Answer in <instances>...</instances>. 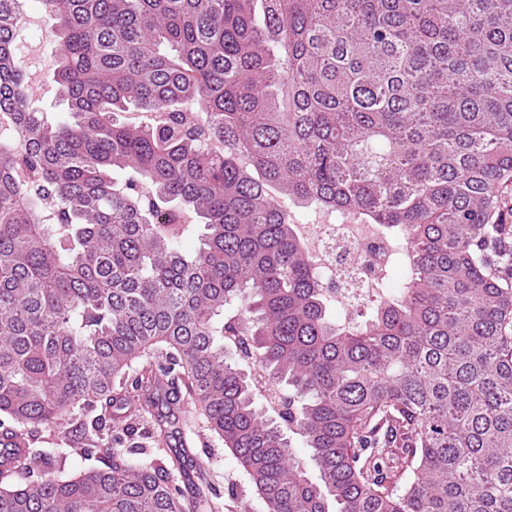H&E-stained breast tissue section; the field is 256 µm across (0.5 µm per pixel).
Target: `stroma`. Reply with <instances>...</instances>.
<instances>
[{
	"label": "stroma",
	"instance_id": "35a3bbf8",
	"mask_svg": "<svg viewBox=\"0 0 512 512\" xmlns=\"http://www.w3.org/2000/svg\"><path fill=\"white\" fill-rule=\"evenodd\" d=\"M30 20L19 31L14 43L15 53L25 67L29 102L41 112L61 111L62 105L56 84L50 77L54 63V36L40 0H30ZM176 396L178 406L168 409L157 405L155 414L164 418L163 425L145 422L136 405L111 409L106 415V428L120 437L125 447L185 448L199 460L203 469L191 481L183 483L187 497L202 493L218 501L220 512H264L257 496L245 482L234 457L224 448L191 412V400L183 380L170 381L167 388ZM80 424L73 416H66L58 427L37 432L34 446L51 457L67 456L69 463L81 466L79 456L71 449L80 445Z\"/></svg>",
	"mask_w": 512,
	"mask_h": 512
}]
</instances>
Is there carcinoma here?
Segmentation results:
<instances>
[{
  "label": "carcinoma",
  "mask_w": 512,
  "mask_h": 512,
  "mask_svg": "<svg viewBox=\"0 0 512 512\" xmlns=\"http://www.w3.org/2000/svg\"><path fill=\"white\" fill-rule=\"evenodd\" d=\"M26 2L0 0V428L69 413L91 447L0 452V512L214 509L186 451L93 416L137 365L151 413L160 357L265 512H512V0H41L52 116ZM271 188L404 239L365 324ZM28 15L32 20L17 32L14 47L25 66L30 105L39 112H62L57 86L50 77L55 38L40 0L30 1Z\"/></svg>",
  "instance_id": "cac0c4a2"
}]
</instances>
